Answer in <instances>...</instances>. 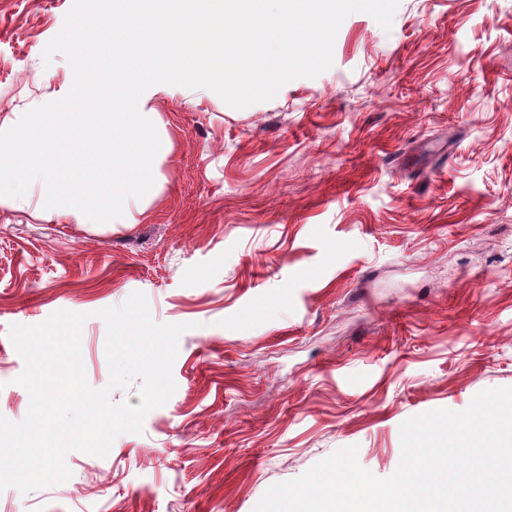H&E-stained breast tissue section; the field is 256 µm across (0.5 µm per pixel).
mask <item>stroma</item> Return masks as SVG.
I'll use <instances>...</instances> for the list:
<instances>
[{"instance_id": "obj_1", "label": "stroma", "mask_w": 512, "mask_h": 512, "mask_svg": "<svg viewBox=\"0 0 512 512\" xmlns=\"http://www.w3.org/2000/svg\"><path fill=\"white\" fill-rule=\"evenodd\" d=\"M72 4L0 0L1 117L71 90L43 51ZM138 106L171 142L145 220L56 224L36 190L0 208V415L29 405L11 325L84 314L101 389L100 312L137 291L189 326L177 389L0 512H253L351 445L389 476L406 419L512 387V0H400L387 30L350 14L327 71L243 109L167 84Z\"/></svg>"}]
</instances>
